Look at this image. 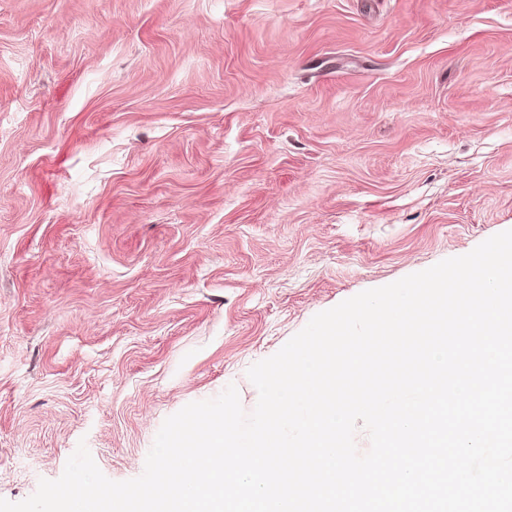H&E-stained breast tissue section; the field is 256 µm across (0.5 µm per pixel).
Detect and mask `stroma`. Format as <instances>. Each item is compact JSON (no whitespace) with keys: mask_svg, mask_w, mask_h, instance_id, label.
<instances>
[{"mask_svg":"<svg viewBox=\"0 0 512 512\" xmlns=\"http://www.w3.org/2000/svg\"><path fill=\"white\" fill-rule=\"evenodd\" d=\"M512 230V0H0V498Z\"/></svg>","mask_w":512,"mask_h":512,"instance_id":"35a3bbf8","label":"stroma"}]
</instances>
